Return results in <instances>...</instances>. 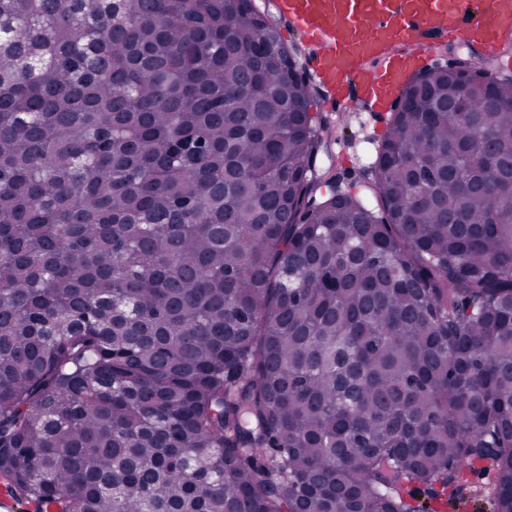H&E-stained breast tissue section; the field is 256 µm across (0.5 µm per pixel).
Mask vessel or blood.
Returning a JSON list of instances; mask_svg holds the SVG:
<instances>
[{"mask_svg":"<svg viewBox=\"0 0 512 512\" xmlns=\"http://www.w3.org/2000/svg\"><path fill=\"white\" fill-rule=\"evenodd\" d=\"M279 13L315 47L313 81L351 103L387 108L426 61L418 47L433 36L497 53L512 30V0H277Z\"/></svg>","mask_w":512,"mask_h":512,"instance_id":"1","label":"vessel or blood"}]
</instances>
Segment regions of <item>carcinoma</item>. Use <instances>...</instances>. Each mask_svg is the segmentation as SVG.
Instances as JSON below:
<instances>
[{
    "label": "carcinoma",
    "instance_id": "obj_1",
    "mask_svg": "<svg viewBox=\"0 0 512 512\" xmlns=\"http://www.w3.org/2000/svg\"><path fill=\"white\" fill-rule=\"evenodd\" d=\"M271 41L233 0H0V472L58 512H431L480 464L512 512V80L472 122L437 104L482 57L407 83L374 209Z\"/></svg>",
    "mask_w": 512,
    "mask_h": 512
}]
</instances>
